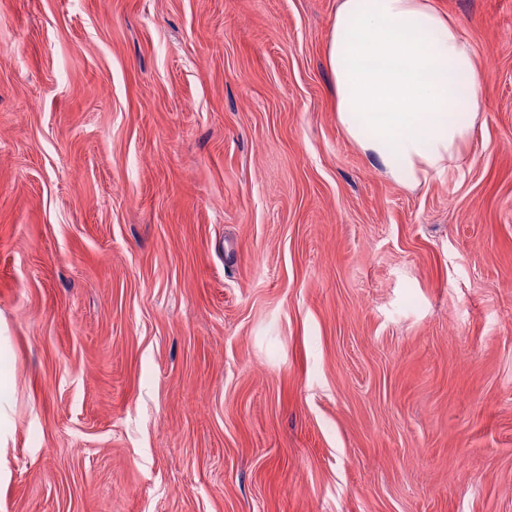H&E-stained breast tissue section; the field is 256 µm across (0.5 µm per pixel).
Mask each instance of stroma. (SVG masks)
I'll return each instance as SVG.
<instances>
[{"instance_id":"obj_1","label":"stroma","mask_w":512,"mask_h":512,"mask_svg":"<svg viewBox=\"0 0 512 512\" xmlns=\"http://www.w3.org/2000/svg\"><path fill=\"white\" fill-rule=\"evenodd\" d=\"M394 183L337 0H0V512H512V0Z\"/></svg>"}]
</instances>
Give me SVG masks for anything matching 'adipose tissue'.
Segmentation results:
<instances>
[{
	"instance_id": "ef3b65f1",
	"label": "adipose tissue",
	"mask_w": 512,
	"mask_h": 512,
	"mask_svg": "<svg viewBox=\"0 0 512 512\" xmlns=\"http://www.w3.org/2000/svg\"><path fill=\"white\" fill-rule=\"evenodd\" d=\"M327 57L336 119L395 183L441 175L470 141L483 71L434 0H339Z\"/></svg>"
}]
</instances>
